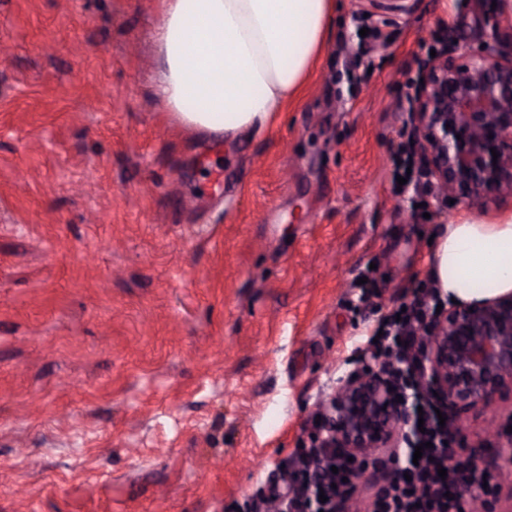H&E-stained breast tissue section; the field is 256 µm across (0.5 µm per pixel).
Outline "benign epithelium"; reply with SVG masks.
Masks as SVG:
<instances>
[{"mask_svg":"<svg viewBox=\"0 0 512 512\" xmlns=\"http://www.w3.org/2000/svg\"><path fill=\"white\" fill-rule=\"evenodd\" d=\"M485 22L490 32L464 53L467 61L456 62L442 47L423 64V82L410 94L414 147L428 176L445 199L469 204L512 193V39L500 34L494 15ZM422 363L426 386L452 412L511 390L512 292L442 314L426 335ZM322 410L316 444L357 459L395 447L406 423L384 374L374 369L341 378Z\"/></svg>","mask_w":512,"mask_h":512,"instance_id":"1","label":"benign epithelium"}]
</instances>
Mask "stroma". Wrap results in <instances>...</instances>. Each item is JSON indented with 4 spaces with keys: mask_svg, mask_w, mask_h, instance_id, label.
Returning <instances> with one entry per match:
<instances>
[{
    "mask_svg": "<svg viewBox=\"0 0 512 512\" xmlns=\"http://www.w3.org/2000/svg\"><path fill=\"white\" fill-rule=\"evenodd\" d=\"M154 0H0V512H249L466 206L397 191L421 61L464 0H336L305 97L228 144L161 119ZM390 35L359 47L361 24ZM484 464L512 394L463 412Z\"/></svg>",
    "mask_w": 512,
    "mask_h": 512,
    "instance_id": "35a3bbf8",
    "label": "stroma"
}]
</instances>
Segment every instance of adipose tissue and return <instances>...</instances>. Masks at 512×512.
<instances>
[{
    "label": "adipose tissue",
    "mask_w": 512,
    "mask_h": 512,
    "mask_svg": "<svg viewBox=\"0 0 512 512\" xmlns=\"http://www.w3.org/2000/svg\"><path fill=\"white\" fill-rule=\"evenodd\" d=\"M155 7L153 94L161 110L197 136L234 142L302 98L336 0H155ZM430 274L459 303L512 291V212L442 226Z\"/></svg>",
    "instance_id": "obj_1"
}]
</instances>
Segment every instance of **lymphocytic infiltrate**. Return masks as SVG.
<instances>
[{"label":"lymphocytic infiltrate","instance_id":"f902f5d3","mask_svg":"<svg viewBox=\"0 0 512 512\" xmlns=\"http://www.w3.org/2000/svg\"><path fill=\"white\" fill-rule=\"evenodd\" d=\"M440 302L436 290H412L400 301L402 314L391 311L379 318L383 334L365 347L379 362L393 395L401 397L404 407L422 410L424 419L423 427H411L405 448L391 454L388 466L379 470L370 512H475L486 493L484 469L459 461L452 422H440L439 401L420 384L417 358ZM419 445L424 451L418 459L414 452ZM366 467L337 448H298L287 477L270 485L262 505L268 512H343ZM442 468L447 471L443 478L438 475Z\"/></svg>","mask_w":512,"mask_h":512}]
</instances>
